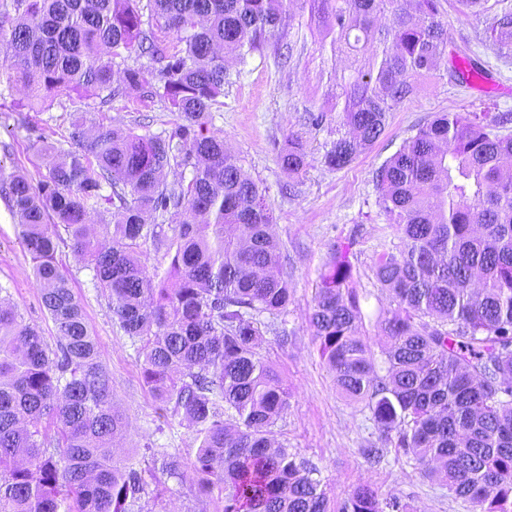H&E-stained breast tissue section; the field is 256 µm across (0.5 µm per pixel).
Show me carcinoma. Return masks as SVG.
I'll return each instance as SVG.
<instances>
[{"instance_id": "obj_1", "label": "carcinoma", "mask_w": 512, "mask_h": 512, "mask_svg": "<svg viewBox=\"0 0 512 512\" xmlns=\"http://www.w3.org/2000/svg\"><path fill=\"white\" fill-rule=\"evenodd\" d=\"M141 2L0 0V75L24 88L27 108L81 91L110 103L114 59L137 49L157 66L125 68L123 84L152 88L178 117L163 137L103 123L89 131L74 112L72 148L54 149L46 176L0 181L57 335L49 346L0 298V512H144L145 498L166 512V481L185 468L223 512H408L366 484L329 496L318 469L271 442L290 394L261 344L291 301L286 256L265 192L206 125L224 96L223 50L262 49L290 0H148L150 16L185 34L171 54ZM437 2L312 0L336 55L358 54L336 99L348 132L326 151L329 167L373 146L393 107L440 66L448 36ZM386 11L394 21L384 33L376 19ZM487 35L496 52L512 51V12L493 15ZM510 120L440 113L376 172L400 240L374 262L393 302L379 321L383 367L362 334L349 246L330 252L308 317L339 393L364 404L396 456L480 512H512V136L488 132ZM305 159L302 142L288 139L281 167L297 174ZM176 168L191 178L167 181ZM105 204L113 223L92 234ZM169 214L182 215L170 236ZM149 239L165 247L163 270L140 258ZM62 246L107 296L144 383L191 432L193 456L149 441L158 473L117 456L129 423L56 262Z\"/></svg>"}]
</instances>
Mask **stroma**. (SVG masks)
Here are the masks:
<instances>
[{"instance_id":"obj_1","label":"stroma","mask_w":512,"mask_h":512,"mask_svg":"<svg viewBox=\"0 0 512 512\" xmlns=\"http://www.w3.org/2000/svg\"><path fill=\"white\" fill-rule=\"evenodd\" d=\"M440 18L448 30V56L466 54L478 61L485 75L458 82L449 63L440 65L420 82L419 93L391 112L383 136L349 166L334 170L324 155L336 140L340 114L332 105L341 91L342 78L354 59H335L323 40L309 0H294L277 45L245 57L225 55L230 84L211 109L208 128L223 135L229 152L239 158L245 173L266 191L273 213L274 234L284 246L293 287L286 314L267 333L262 353L277 368L290 391L283 421L274 428L277 441L294 448L300 458L315 465L328 490L343 498L360 484L382 496H396L411 512H477L473 505L454 498L439 482L424 478L415 462L385 458L374 463L362 453L378 442L379 432L363 404L342 398L313 344L307 316L320 275L334 245L351 247L350 260L357 285L366 294L364 332L374 350L385 339L377 329L379 311L389 309L392 298L377 281L373 265L382 241L394 232L378 204L375 176L403 141L415 134L437 112H511L512 54L498 55L485 39L487 16L464 15L456 0H439ZM21 89L0 78V175L47 174L49 159L43 142L67 145L70 114L84 112L88 123L123 128L148 125L151 133L170 131L176 116L163 102L146 99L141 90L123 88L109 107L97 109L92 99H63L40 112L18 109ZM319 122H312L310 114ZM301 137L306 166L297 176L284 172L279 155L289 135ZM70 271L72 286L88 325L97 336L101 360L112 375L113 401L129 422L119 442V456L142 462L146 442L189 450L191 435L183 427L168 428L166 419L144 385L141 360L128 336L112 321L107 300L95 287L92 274L69 249L56 255ZM34 263L24 248L16 218L0 196V287L9 303L48 344H55L54 326L42 304ZM286 332L280 341L278 332ZM166 499L171 512H222L217 498L197 492L196 478L168 481Z\"/></svg>"}]
</instances>
